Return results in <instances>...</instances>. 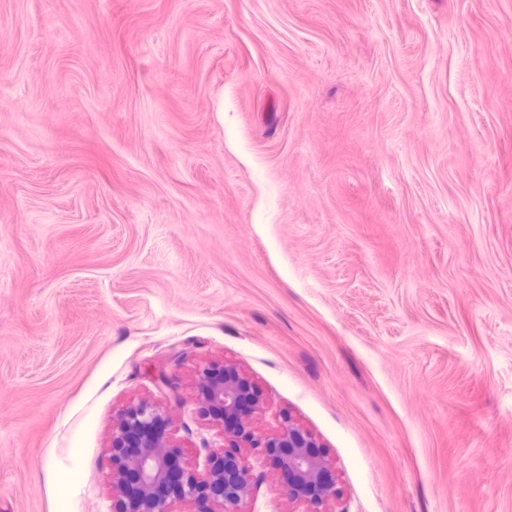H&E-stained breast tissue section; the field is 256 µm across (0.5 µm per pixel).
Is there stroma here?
Returning <instances> with one entry per match:
<instances>
[{
  "mask_svg": "<svg viewBox=\"0 0 512 512\" xmlns=\"http://www.w3.org/2000/svg\"><path fill=\"white\" fill-rule=\"evenodd\" d=\"M227 364L327 512H512V0H0V512H122L140 402L203 475Z\"/></svg>",
  "mask_w": 512,
  "mask_h": 512,
  "instance_id": "35a3bbf8",
  "label": "stroma"
}]
</instances>
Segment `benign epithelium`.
Here are the masks:
<instances>
[{
	"instance_id": "1",
	"label": "benign epithelium",
	"mask_w": 512,
	"mask_h": 512,
	"mask_svg": "<svg viewBox=\"0 0 512 512\" xmlns=\"http://www.w3.org/2000/svg\"><path fill=\"white\" fill-rule=\"evenodd\" d=\"M201 411L222 428V442L212 449L206 473L190 472L182 453L165 428L164 415L140 403L122 417L112 444L114 486L125 504L124 512H168L169 499L177 497L209 502L207 512H245L251 474L239 450L252 448L262 459L288 474V499L303 503L313 512L336 498V479L331 466L316 450L318 443L301 427L286 419L280 431L256 436L253 417L260 400L251 383L229 365L217 376L213 369L200 371Z\"/></svg>"
}]
</instances>
